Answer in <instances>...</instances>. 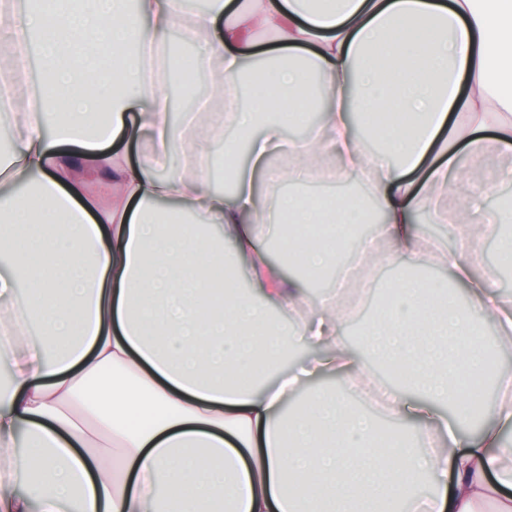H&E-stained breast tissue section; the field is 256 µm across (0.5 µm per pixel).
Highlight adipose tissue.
Returning <instances> with one entry per match:
<instances>
[{"label": "adipose tissue", "instance_id": "obj_1", "mask_svg": "<svg viewBox=\"0 0 512 512\" xmlns=\"http://www.w3.org/2000/svg\"><path fill=\"white\" fill-rule=\"evenodd\" d=\"M0 25L42 71L21 97L0 69V178L39 187L35 208L0 198V512H64L75 499L79 512H512V373L495 375L471 441L448 413L463 397L443 373L444 338L476 335L480 321L512 350L497 271L474 272V243L503 222L484 206L493 184L462 202L451 240L414 230L420 209L448 222L449 170L512 143V0H209L200 12L137 0L132 17L119 0H97L92 17L60 0L55 15L1 12ZM172 29L218 97H238L247 59L272 43L263 96L174 115ZM430 29L438 37L423 43ZM106 40L119 67L94 90L86 73ZM64 95L67 110L49 111ZM314 110L315 126L288 141L277 113ZM369 112L383 148L355 130ZM228 127L249 135L229 192L209 179L216 143L230 160L239 150ZM343 180L366 185L380 241L403 257L397 312L368 321L364 349L340 334L357 280L302 246L325 216L284 191ZM273 224L299 246L296 266L337 269L318 303L270 261L261 240ZM24 234L54 255L53 272L14 250ZM428 262L446 281L409 277ZM217 265L248 271L257 291L213 288ZM450 285L469 308L449 303ZM290 347L305 356L277 367ZM368 351L388 352L384 415L415 422V439L349 402L346 386L376 378Z\"/></svg>", "mask_w": 512, "mask_h": 512}]
</instances>
